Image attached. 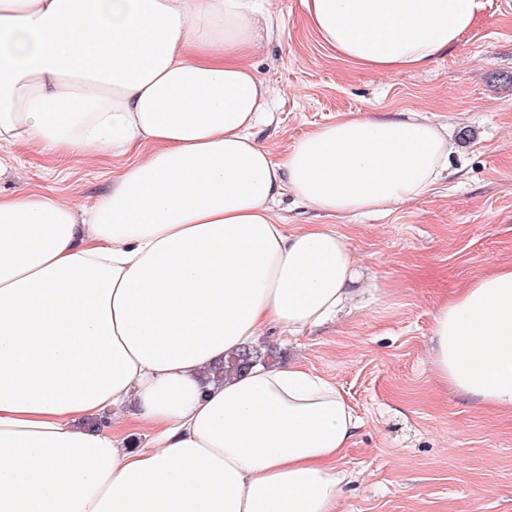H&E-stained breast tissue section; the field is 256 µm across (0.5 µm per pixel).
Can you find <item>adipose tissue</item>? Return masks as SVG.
<instances>
[{"mask_svg":"<svg viewBox=\"0 0 512 512\" xmlns=\"http://www.w3.org/2000/svg\"><path fill=\"white\" fill-rule=\"evenodd\" d=\"M337 57L415 71L476 0H304ZM258 0H0V144L136 160L90 206L0 195V512H338L333 467L360 420L303 364L212 368L266 328L359 310L358 261L328 214L431 191L455 145L425 114H347L280 159L255 142ZM432 366L512 411V265L439 306ZM146 438L134 448L130 439Z\"/></svg>","mask_w":512,"mask_h":512,"instance_id":"1","label":"adipose tissue"}]
</instances>
